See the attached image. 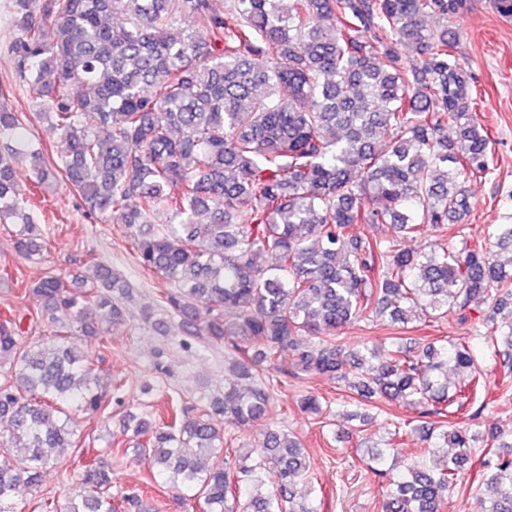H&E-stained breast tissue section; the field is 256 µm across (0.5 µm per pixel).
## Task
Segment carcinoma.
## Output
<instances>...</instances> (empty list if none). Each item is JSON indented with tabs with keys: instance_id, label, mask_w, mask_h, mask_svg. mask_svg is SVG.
Instances as JSON below:
<instances>
[{
	"instance_id": "cac0c4a2",
	"label": "carcinoma",
	"mask_w": 512,
	"mask_h": 512,
	"mask_svg": "<svg viewBox=\"0 0 512 512\" xmlns=\"http://www.w3.org/2000/svg\"><path fill=\"white\" fill-rule=\"evenodd\" d=\"M466 0H14L12 58L32 110L48 119L62 150L46 163L0 90V224H17L15 249L40 261L48 237L36 224L35 189L52 173L90 214L128 229L138 266L167 284L141 312L147 323L177 319L197 339L224 347V394L208 408L179 405L153 428L130 413L124 430L149 472L201 512H318L294 487L309 465L297 437L271 426L262 443L234 450L228 465L219 418L267 419L263 372L327 375L362 401H397L438 422H392V441L368 451L367 468L386 482L382 512H443L468 480L476 442L495 448L479 486L485 512H512V440L445 429L481 373L466 342L396 336L384 359L346 349L341 331L366 317L405 323L446 319L476 297L512 304V213L494 240L438 252L399 247L423 227L460 222L471 211L465 182L489 170L490 138L471 105L448 18ZM333 19L326 26L323 21ZM404 46L419 59L407 66ZM32 177L23 184L21 168ZM169 216L158 226L154 217ZM363 224H389L394 239L368 238ZM82 288L46 273L24 288L38 318L86 336L110 335L125 320L130 282L88 257ZM485 340L507 347L512 323L485 321ZM292 356L291 369L279 367ZM453 362L460 384L448 387ZM0 447L25 465L0 468V512H15L21 484H38L55 453L75 443L70 409L95 412L112 381L64 338L26 341L0 316ZM309 417L320 398L297 402ZM419 434L428 464L395 471L390 455ZM83 491L45 512H118L112 476L90 458ZM127 512H144L141 490L124 491Z\"/></svg>"
}]
</instances>
